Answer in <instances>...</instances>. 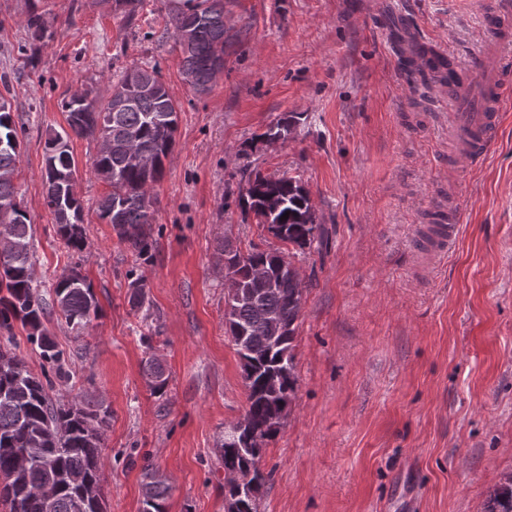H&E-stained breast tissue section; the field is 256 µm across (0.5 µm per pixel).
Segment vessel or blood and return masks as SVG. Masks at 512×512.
<instances>
[{"label":"vessel or blood","instance_id":"1","mask_svg":"<svg viewBox=\"0 0 512 512\" xmlns=\"http://www.w3.org/2000/svg\"><path fill=\"white\" fill-rule=\"evenodd\" d=\"M477 45L497 46L496 63L485 69L481 58H474L470 73H462L456 59L438 50L447 59L440 86L458 90L448 122L461 145L460 157L469 165H480L495 141L506 101L512 100V0H488ZM430 225V238L436 256L446 255L456 246L460 235L456 208L437 211Z\"/></svg>","mask_w":512,"mask_h":512}]
</instances>
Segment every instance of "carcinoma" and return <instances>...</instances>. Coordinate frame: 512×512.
I'll use <instances>...</instances> for the list:
<instances>
[{
    "label": "carcinoma",
    "mask_w": 512,
    "mask_h": 512,
    "mask_svg": "<svg viewBox=\"0 0 512 512\" xmlns=\"http://www.w3.org/2000/svg\"><path fill=\"white\" fill-rule=\"evenodd\" d=\"M173 34L187 24L194 25L191 41L180 45L186 78L198 93L209 90L213 81L212 62L224 53L230 38L224 37V0H184L183 6L169 12ZM402 64L409 78L426 84L435 81L434 67L416 65L413 59L434 54L417 43L398 45ZM113 93H121L128 105L115 108L110 99L96 108L79 96L64 100L70 132L51 129L46 140L45 205L54 215L56 232L75 251L84 247L83 206L75 192L76 165L70 150V135L79 138L106 137V147L92 160L93 172L109 183L112 191L98 203V217L112 225L118 240L139 257L153 247V199L150 191L164 173V159L172 152L179 125V107L170 96L156 70L133 66L125 71ZM0 228L10 233L12 246L0 251V328L12 330L18 322L27 331V341L40 349L42 358L52 364L59 377L67 375L63 351L43 329L42 319L53 310L62 314L73 329L83 330L101 316L102 309L91 284L80 272H63L54 286V304L44 301L34 287L32 227L26 212L16 201L14 175L19 142L9 100L0 95ZM152 160L146 171L134 165L128 153L129 142ZM246 198L241 206L254 213L257 224L279 225L276 239L300 250L311 247L320 236L310 197L292 177H267L255 172L249 177ZM288 219H282L284 214ZM287 254L279 249L251 245L242 255L239 269L245 285L256 298L232 304L231 321L243 327L247 338L238 348L246 389L247 419L260 440L258 447L222 448L224 470L238 472L252 483L258 474L250 465L262 459L264 445L274 437L280 411L289 406L296 391L295 323L303 300V282L297 270L280 271ZM262 266L274 274L270 281L248 278L249 269ZM288 326V336L275 345L270 340V322ZM0 503L8 512H43L34 490L50 483L57 485L55 512H73L78 487L73 475L101 484L103 480V434L109 413L99 402L82 399L84 414H72L65 401H54L53 382L47 374H34L24 359L8 347L0 348ZM147 374L152 389L163 394L168 376L160 364L148 360ZM25 451L33 459L21 485H16V461ZM169 486L165 479L150 473L143 485L142 512H167ZM486 512H512V475L489 495Z\"/></svg>",
    "instance_id": "obj_1"
}]
</instances>
